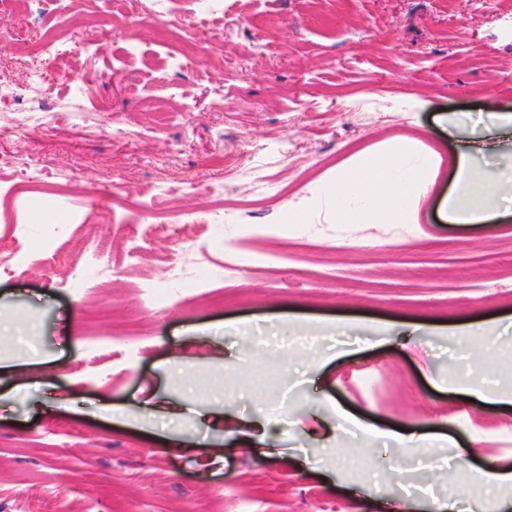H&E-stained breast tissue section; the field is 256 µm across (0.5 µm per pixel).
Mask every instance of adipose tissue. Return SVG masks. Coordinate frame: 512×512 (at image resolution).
I'll return each mask as SVG.
<instances>
[{
    "label": "adipose tissue",
    "instance_id": "adipose-tissue-1",
    "mask_svg": "<svg viewBox=\"0 0 512 512\" xmlns=\"http://www.w3.org/2000/svg\"><path fill=\"white\" fill-rule=\"evenodd\" d=\"M413 139L396 137L371 154H357L338 166L321 188L340 224H413L419 201L431 190L440 165L430 154L420 165L410 164ZM455 183L444 202L451 224H480L495 215L496 206L512 203V166L483 172L470 152L452 157Z\"/></svg>",
    "mask_w": 512,
    "mask_h": 512
}]
</instances>
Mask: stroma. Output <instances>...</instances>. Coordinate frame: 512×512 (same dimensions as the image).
I'll use <instances>...</instances> for the list:
<instances>
[{"mask_svg":"<svg viewBox=\"0 0 512 512\" xmlns=\"http://www.w3.org/2000/svg\"><path fill=\"white\" fill-rule=\"evenodd\" d=\"M186 35L148 20L150 0H73L30 15L35 31L80 34L93 55L42 98L0 104V512H512V486L477 469L512 465V213L444 221L441 165L415 224H339L315 201L352 154L396 136L448 158L497 143L512 119V0H225ZM139 17L134 31L123 15ZM232 50L237 67L222 64ZM194 52V71L164 69ZM154 73L155 83L143 76ZM181 95L171 99L166 84ZM167 109L143 107L146 96ZM56 118L31 128L29 110ZM50 188L41 212L13 194L25 173ZM223 221L174 238L169 214ZM299 221L285 223L288 212ZM72 212L75 224L46 244ZM154 225L136 259L140 227ZM101 243L112 261L89 266ZM201 277L196 288L178 278ZM167 288L161 311L137 285ZM284 319L282 340L253 324ZM348 336L321 338L323 323ZM488 326L494 355L463 323ZM178 356L196 393L169 395ZM180 412L176 429L140 406ZM262 421L265 442L197 411ZM415 435L401 447L388 435Z\"/></svg>","mask_w":512,"mask_h":512,"instance_id":"stroma-1","label":"stroma"}]
</instances>
